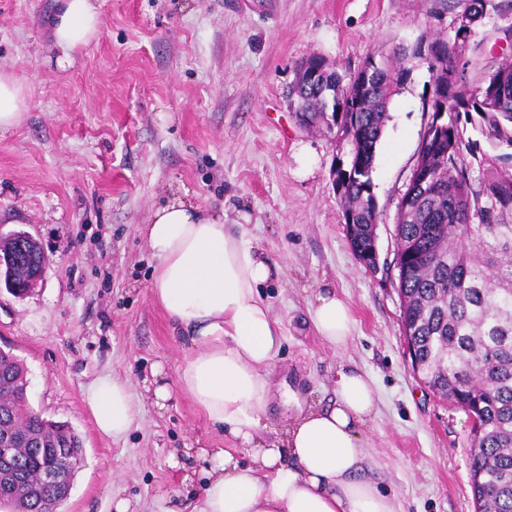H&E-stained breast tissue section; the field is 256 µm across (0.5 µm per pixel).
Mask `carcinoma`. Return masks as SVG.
<instances>
[{"instance_id": "1", "label": "carcinoma", "mask_w": 512, "mask_h": 512, "mask_svg": "<svg viewBox=\"0 0 512 512\" xmlns=\"http://www.w3.org/2000/svg\"><path fill=\"white\" fill-rule=\"evenodd\" d=\"M461 25L427 46L429 69L457 62V43L471 41L486 0H462ZM412 54L398 47L380 65L370 61L349 78L318 58L297 66L289 94L299 125L324 126L349 146L353 176L339 193L342 218L359 261L370 263L379 215L372 207L371 173L395 88L409 71ZM460 75L448 80L441 113L429 100L432 119L427 150L418 158L396 214L398 292L402 325L413 369L453 406L475 415L480 432L470 436V476L477 512H512V167L500 157L476 155L464 136L477 125L488 137L512 146V58L494 54L479 63V83ZM342 100L336 128L327 126L324 101ZM478 162L473 175L466 156ZM18 262L3 270L23 286L34 257L29 243L13 244ZM26 369L11 352L0 355V431L18 437L10 463H0V505L23 512H56L63 500L39 483L46 460L59 448L83 457L79 435L68 424L27 407Z\"/></svg>"}]
</instances>
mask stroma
<instances>
[{
	"mask_svg": "<svg viewBox=\"0 0 512 512\" xmlns=\"http://www.w3.org/2000/svg\"><path fill=\"white\" fill-rule=\"evenodd\" d=\"M101 36L61 67L49 52L61 0H0V69L29 109L0 134V235L25 232L47 256L16 297L0 285V348L27 368L28 406L70 424L83 443L59 512H184L187 448H237L184 395L165 409L145 381H175L191 355L154 302V261L139 225L171 193L225 223H245L276 265L261 290L284 336L270 368L269 419L285 425L283 384L327 403L339 370L365 372L377 399L362 429L379 490L398 512H475L467 414L411 366L401 324L395 217L431 120L432 73L413 59L389 106L372 173L380 218L377 271L353 253L335 187L346 152L307 131L288 102L297 63L317 55L352 74L422 35L449 33L458 0H96ZM331 288L353 319L341 346L318 336L314 295ZM104 375L127 379L143 411L127 436L98 435L83 401ZM250 463L248 449L237 448Z\"/></svg>",
	"mask_w": 512,
	"mask_h": 512,
	"instance_id": "35a3bbf8",
	"label": "stroma"
}]
</instances>
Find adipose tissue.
<instances>
[{"instance_id": "ef3b65f1", "label": "adipose tissue", "mask_w": 512, "mask_h": 512, "mask_svg": "<svg viewBox=\"0 0 512 512\" xmlns=\"http://www.w3.org/2000/svg\"><path fill=\"white\" fill-rule=\"evenodd\" d=\"M101 29L94 0H62L51 28L58 65L70 64L72 52ZM27 109L22 83L0 71V133L17 126ZM143 234L155 261L153 299L194 348L175 383L157 380L156 405L165 407L177 392L187 395L211 425L249 446L253 458L245 465L231 448L202 451L206 484L194 512H396L367 467L360 429L376 398L361 371H339L328 406L298 408L278 439L259 442L268 370L283 335L260 294L276 266L244 226L177 199L156 209ZM311 317L332 345L351 334L349 306L335 291L317 295ZM84 403L99 435L115 441L142 412L129 383L114 376L92 382Z\"/></svg>"}]
</instances>
